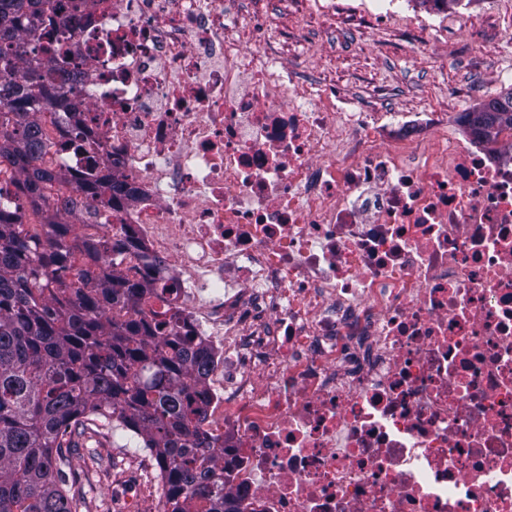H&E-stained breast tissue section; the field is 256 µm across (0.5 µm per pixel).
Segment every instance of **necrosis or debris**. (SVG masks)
<instances>
[{"instance_id": "4bbe7bcc", "label": "necrosis or debris", "mask_w": 512, "mask_h": 512, "mask_svg": "<svg viewBox=\"0 0 512 512\" xmlns=\"http://www.w3.org/2000/svg\"><path fill=\"white\" fill-rule=\"evenodd\" d=\"M68 61L30 121L79 234L147 318L205 342L195 389L241 512H512V128L340 112L244 50L251 0H41ZM125 184L114 203L84 193Z\"/></svg>"}]
</instances>
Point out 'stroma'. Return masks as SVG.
Segmentation results:
<instances>
[{
  "instance_id": "1",
  "label": "stroma",
  "mask_w": 512,
  "mask_h": 512,
  "mask_svg": "<svg viewBox=\"0 0 512 512\" xmlns=\"http://www.w3.org/2000/svg\"><path fill=\"white\" fill-rule=\"evenodd\" d=\"M255 0L268 25L244 29L289 40L280 71L324 77L336 109L460 113L512 87V0ZM69 487L84 512H160L165 482L143 441L119 423L93 427L72 449Z\"/></svg>"
}]
</instances>
